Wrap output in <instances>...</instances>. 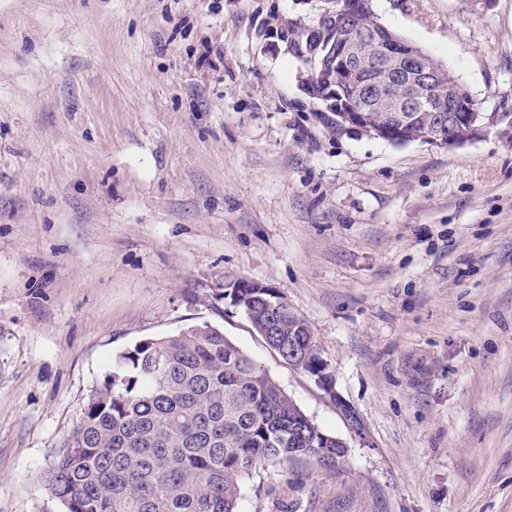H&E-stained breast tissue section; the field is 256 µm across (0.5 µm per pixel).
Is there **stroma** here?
Wrapping results in <instances>:
<instances>
[{"label":"stroma","instance_id":"1","mask_svg":"<svg viewBox=\"0 0 512 512\" xmlns=\"http://www.w3.org/2000/svg\"><path fill=\"white\" fill-rule=\"evenodd\" d=\"M323 7L0 0V512H59L41 475L115 354L203 322L349 445L239 512H512V0H371L483 114L448 148L335 129L293 46ZM228 276L333 393L219 311ZM233 280L234 279H228V278L225 279L224 288H231V289L232 288H250V289L253 288L254 289L253 291H252V289L251 290L245 289L246 294H248L247 292H249V293L257 292V293H262V295H263L260 297V296L254 295V293H253V294H250L251 295L250 300H243L244 296L240 295L237 292V290H233L232 291V304L234 306L243 307L244 306L243 303H247V304H250V306L252 307V305L254 303L253 299H260L262 301L258 300V301H256L257 303H255L256 306L260 307V308L256 309V311L258 312V315L267 314L274 318L276 316H279L280 313L277 310H274L273 306H275V307L280 306L281 308H286V309L290 310V306L288 305L287 299L283 298V299H277L276 301H274V300L270 301L269 299L264 297V295L275 294V292L267 290V288H270V287L263 285L259 282L250 281V280H246V279H244V281H237L234 285H232ZM259 288H262L263 290L258 291ZM245 290L242 289L243 293L245 292ZM254 297H256V298H254ZM265 302L268 305H273V306H270V308H269ZM232 304H230V306H232ZM255 305L252 308V311L255 310ZM243 312L246 314V318L248 319V321L249 320L252 321L255 331L260 336H263L265 339L270 337V339L273 340V343L275 344V346H273V344H271V343H268L267 341H266V343L275 352H277L279 354V356H281L286 362H288L289 365H291L295 368H299V367H301V365H304L305 363H307L308 360L306 357H302L301 355L294 356V357L290 356V355H285L284 353H282V351L276 350V346L281 348V350H286V351H288V345L291 350H294L298 353H302L303 351H306L307 355L309 356V363L305 364V366L301 367V368L305 371H308L310 374L312 373L311 367H312V365H314V361L316 359H318L320 356H319V352H318V346H317L315 338L311 332V329H310L309 325L307 324V322L303 318H301L294 311L290 312V314L292 315V320H294L295 323H299L301 326H303L302 330H299V332L302 333L303 336H299V335H294L295 332H297L298 327L291 323L289 324V320H290L289 317H291V315L290 314L288 315V313L281 314L280 315L281 320L286 325L287 329L282 333V335H279V334H277L279 332V329H285V326L283 325V323L280 320H278L277 323L274 320L272 322L271 318L267 317V316H264L261 318H259V317L252 318L251 317V319H250L246 313V310H244ZM285 320H287V322H285ZM288 334H290V336ZM288 336H289V338H288Z\"/></svg>","mask_w":512,"mask_h":512}]
</instances>
